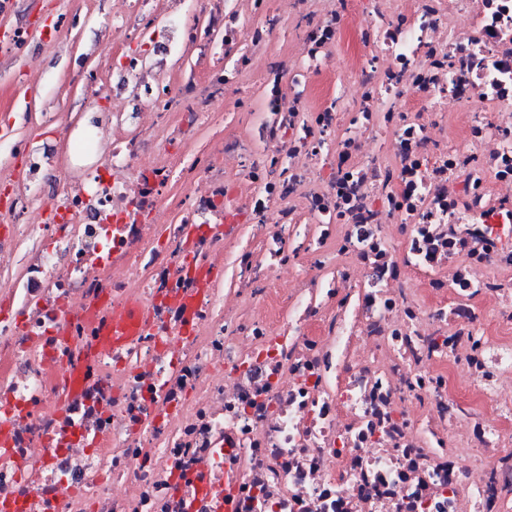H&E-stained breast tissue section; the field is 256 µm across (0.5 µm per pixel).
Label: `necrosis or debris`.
I'll list each match as a JSON object with an SVG mask.
<instances>
[{
  "mask_svg": "<svg viewBox=\"0 0 512 512\" xmlns=\"http://www.w3.org/2000/svg\"><path fill=\"white\" fill-rule=\"evenodd\" d=\"M193 3L0 165V512H512V0ZM142 314V307L135 303L115 310L112 313L109 344L116 346L128 341L132 337L134 326Z\"/></svg>",
  "mask_w": 512,
  "mask_h": 512,
  "instance_id": "1",
  "label": "necrosis or debris"
}]
</instances>
